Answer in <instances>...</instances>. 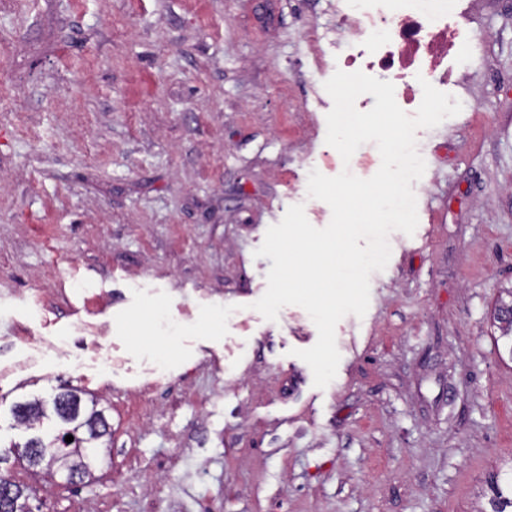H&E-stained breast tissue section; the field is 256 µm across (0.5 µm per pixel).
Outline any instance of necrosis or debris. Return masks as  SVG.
<instances>
[{
	"mask_svg": "<svg viewBox=\"0 0 512 512\" xmlns=\"http://www.w3.org/2000/svg\"><path fill=\"white\" fill-rule=\"evenodd\" d=\"M358 0L359 11L350 17L354 36H368L374 57L372 69L384 78L415 72L429 79L441 78L440 65L455 48L459 30L448 18L456 0Z\"/></svg>",
	"mask_w": 512,
	"mask_h": 512,
	"instance_id": "obj_1",
	"label": "necrosis or debris"
}]
</instances>
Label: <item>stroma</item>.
<instances>
[{
    "mask_svg": "<svg viewBox=\"0 0 512 512\" xmlns=\"http://www.w3.org/2000/svg\"><path fill=\"white\" fill-rule=\"evenodd\" d=\"M475 38L439 89L461 112L416 133L418 225L389 236L364 317L336 327L334 380L295 352L301 307L253 304L267 229L308 175L366 179L374 143L325 142L353 0H0V471L32 512H487L512 458V363L493 311L512 288V0H461ZM137 289L228 333L159 370L115 315ZM97 336L102 349H77ZM111 353L113 366L102 357ZM111 427L94 477L44 483L11 408L60 389Z\"/></svg>",
    "mask_w": 512,
    "mask_h": 512,
    "instance_id": "stroma-1",
    "label": "stroma"
}]
</instances>
